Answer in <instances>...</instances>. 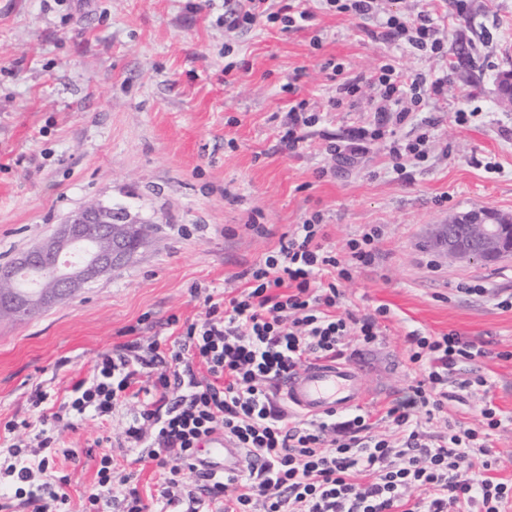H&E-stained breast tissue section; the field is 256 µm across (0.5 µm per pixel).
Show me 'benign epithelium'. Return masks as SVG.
<instances>
[{
    "label": "benign epithelium",
    "instance_id": "7a95c632",
    "mask_svg": "<svg viewBox=\"0 0 512 512\" xmlns=\"http://www.w3.org/2000/svg\"><path fill=\"white\" fill-rule=\"evenodd\" d=\"M459 223L461 220L456 217L448 221L449 259L487 263L512 253L511 215L498 213L491 221L475 223L471 236L457 233ZM131 251L128 233L107 230L99 205L85 206L71 214L52 235L14 260L17 266L29 270L51 260L57 263L56 281L36 293L5 294L3 300L21 313L39 311L125 262Z\"/></svg>",
    "mask_w": 512,
    "mask_h": 512
}]
</instances>
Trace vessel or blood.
I'll list each match as a JSON object with an SVG mask.
<instances>
[{"label":"vessel or blood","mask_w":512,"mask_h":512,"mask_svg":"<svg viewBox=\"0 0 512 512\" xmlns=\"http://www.w3.org/2000/svg\"><path fill=\"white\" fill-rule=\"evenodd\" d=\"M279 391L289 408L312 418L353 409L366 399L363 372L351 359L305 367L282 379ZM195 463L204 471L238 475L248 470L251 458L216 434L200 448Z\"/></svg>","instance_id":"vessel-or-blood-1"}]
</instances>
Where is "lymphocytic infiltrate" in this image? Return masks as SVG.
Here are the masks:
<instances>
[{"mask_svg":"<svg viewBox=\"0 0 512 512\" xmlns=\"http://www.w3.org/2000/svg\"><path fill=\"white\" fill-rule=\"evenodd\" d=\"M264 2L224 0L226 29L248 31L278 21L284 30L302 31L316 18L311 0H287L275 12ZM319 2L369 24L373 39L395 48L434 54L443 48L432 2L413 18L381 12L378 0ZM343 71L342 64L332 67L340 80L330 109L361 102L371 117L347 137L329 141L327 153L344 162L384 141L393 171L424 160L429 124L417 112L424 98L443 95L447 76L402 72L390 61L370 76L378 93L366 98L360 78ZM285 90L293 100L279 142L296 153L307 148L309 130L323 115L299 97L295 83ZM408 125L420 134L404 144L396 130ZM380 236L378 228L362 230L341 254L321 215H312L281 235L277 251L242 272L240 294L229 297L216 288L204 297L203 318L183 323L170 317L169 325L180 328L172 348L143 343L128 328V341L98 356L89 376L72 382L66 414L107 422L116 409L141 399L120 445L136 462L161 469L156 512H512V481L491 474L487 441L503 421L496 405L482 404L476 423L458 424L444 436L422 429V419L442 412L450 376L484 354L458 334H407L411 381L406 397L386 407L388 433L376 434L371 411L362 408L310 420L280 406L278 383L288 374L316 360L361 355L383 342L380 320L387 307L365 313L345 308L342 291L354 273L380 258ZM215 433L248 449L255 467L224 477L197 470L192 460ZM49 466L45 455L15 471V494L35 512H57L67 498L60 490L42 495L29 489L32 472L47 473ZM114 468L111 453H103L90 505L112 496L121 499L123 512H145L138 488L129 477L113 479Z\"/></svg>","mask_w":512,"mask_h":512,"instance_id":"obj_1","label":"lymphocytic infiltrate"}]
</instances>
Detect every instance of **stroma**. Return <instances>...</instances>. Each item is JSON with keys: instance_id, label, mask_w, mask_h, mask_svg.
I'll return each mask as SVG.
<instances>
[{"instance_id": "obj_1", "label": "stroma", "mask_w": 512, "mask_h": 512, "mask_svg": "<svg viewBox=\"0 0 512 512\" xmlns=\"http://www.w3.org/2000/svg\"><path fill=\"white\" fill-rule=\"evenodd\" d=\"M196 2L0 0V263L91 202L126 206L149 226L128 263L35 317L0 320V467L11 463L12 444L33 440L35 391L62 397L128 327L150 341L167 338L170 316L203 317L192 286L237 288L238 274L318 212L340 251L364 228L381 231L382 265L344 285L357 307L390 310L384 342L360 357L370 404L403 396L410 331L473 340L486 357L453 375L427 429L473 422L481 396L492 397L506 414L491 442L495 474L512 479V309L458 290L479 281L512 293V256L456 262L434 243L455 215L512 213V104L497 92L501 72L512 70V0H444V49L424 55L372 41L332 10H318L305 31L275 23L231 33L219 21L224 0L201 10ZM391 55L410 71L451 72L446 94L421 107L432 124L428 158L397 173L380 142L337 163L324 152L327 137L368 116L329 110L334 84L323 65L332 59L345 76L366 77ZM291 80L326 115L299 154L275 139ZM459 110L475 115L467 127L453 120ZM255 209L268 236L245 227ZM477 374L484 391L460 388ZM130 416L122 408L106 423L89 417L55 429L52 471L66 480L65 512H84L100 457Z\"/></svg>"}]
</instances>
